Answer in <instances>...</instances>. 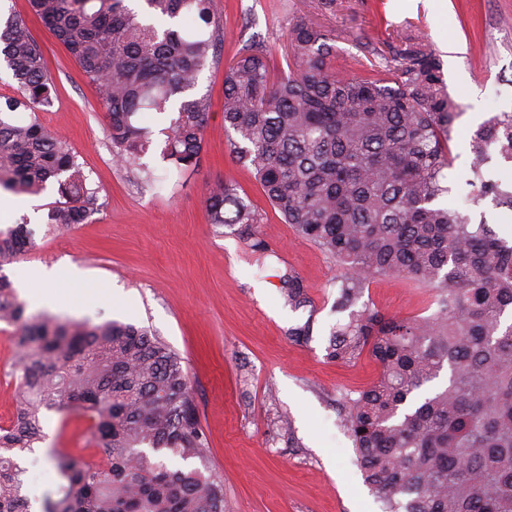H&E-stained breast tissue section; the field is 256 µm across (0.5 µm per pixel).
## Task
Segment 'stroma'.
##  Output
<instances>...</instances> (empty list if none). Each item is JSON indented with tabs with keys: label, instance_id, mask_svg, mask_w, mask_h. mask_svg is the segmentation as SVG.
Masks as SVG:
<instances>
[{
	"label": "stroma",
	"instance_id": "35a3bbf8",
	"mask_svg": "<svg viewBox=\"0 0 512 512\" xmlns=\"http://www.w3.org/2000/svg\"><path fill=\"white\" fill-rule=\"evenodd\" d=\"M213 8L227 36L221 65L206 68L193 91L211 100L200 167L180 172L156 152L145 159L153 174L148 180L115 163L94 85L29 0H0V11L26 19L44 52L55 103L40 121L68 140L97 190L89 219L54 233L47 212L59 198L56 186L20 194V207L0 225L29 224L34 248L0 274L17 289L32 267L80 270L70 287L72 305L57 302L44 283L30 282L44 301L26 304V316L147 326L180 356L210 441V466L224 479V512H383L363 483L341 423L348 399L369 387L379 368L366 355L349 364L326 357L332 328L348 320L335 309L345 270L284 223L253 171L232 161L223 65L258 32L272 72L286 70L288 28L299 12L328 30L335 66L348 74L376 61L388 32L421 34L438 54L461 112L451 132L454 163L444 200L462 205L470 191L473 130L512 113V0H336L332 12L318 10L317 0H213ZM219 180L235 183L262 213L253 230L271 250L264 261L248 249L241 225L209 223L205 193ZM289 269L307 289L308 302L298 309L281 293L280 277ZM360 303L408 319L439 309L431 288L393 276L367 282ZM304 324L310 336H290ZM43 432L36 448L17 457L23 492L34 502L56 484L54 451L86 462L99 453L79 412H47Z\"/></svg>",
	"mask_w": 512,
	"mask_h": 512
}]
</instances>
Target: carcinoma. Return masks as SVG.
Returning a JSON list of instances; mask_svg holds the SVG:
<instances>
[{"label":"carcinoma","mask_w":512,"mask_h":512,"mask_svg":"<svg viewBox=\"0 0 512 512\" xmlns=\"http://www.w3.org/2000/svg\"><path fill=\"white\" fill-rule=\"evenodd\" d=\"M46 28L96 85L108 116L113 157L151 177L140 159L155 142L141 115L169 116L162 159L181 172L200 166L210 111L186 98L205 68L220 61L224 28L212 0H31ZM385 66L336 75V47L306 13L288 30V72L273 76L260 43L224 66L229 153L253 168L273 209L343 266L327 358L369 353L376 381L349 399L344 426L370 491L386 512H512V238L473 208L491 199L512 212V185L487 179L494 150L512 162V114L480 124L470 138L467 208L440 202L457 105L437 54L398 33L380 53ZM0 61L20 96L0 105V191L36 192L56 182L53 229L83 224L97 190L66 140L37 113L53 107V81L25 21L0 22ZM13 112H28L16 122ZM212 224L261 223L226 182L206 196ZM32 247L24 223L0 228V268ZM390 275L436 289L439 311L408 321L354 311L366 281ZM294 308L308 302L298 276H281ZM0 275V321L15 327L20 385L15 419L0 430V512H30L23 468L11 451L42 440L46 411H81L105 464L60 453V481L42 512H224V481L206 467L210 444L180 357L145 327L27 318ZM448 370V382L413 397ZM197 459L175 468L165 458Z\"/></svg>","instance_id":"cac0c4a2"}]
</instances>
